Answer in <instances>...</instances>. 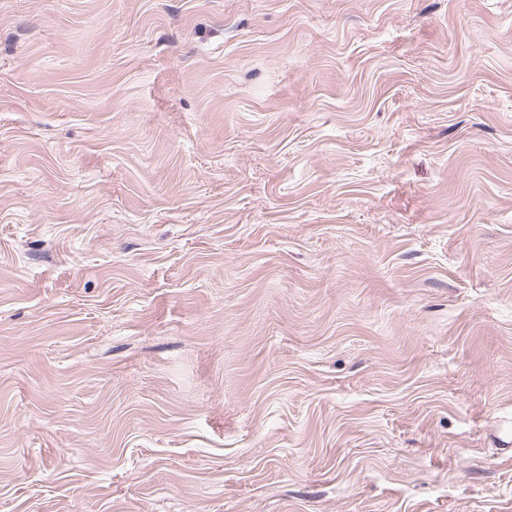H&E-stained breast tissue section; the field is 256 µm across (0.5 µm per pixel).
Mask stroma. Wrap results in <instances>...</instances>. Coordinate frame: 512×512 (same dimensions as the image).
Listing matches in <instances>:
<instances>
[{"mask_svg": "<svg viewBox=\"0 0 512 512\" xmlns=\"http://www.w3.org/2000/svg\"><path fill=\"white\" fill-rule=\"evenodd\" d=\"M512 0H0V512H512Z\"/></svg>", "mask_w": 512, "mask_h": 512, "instance_id": "obj_1", "label": "stroma"}]
</instances>
